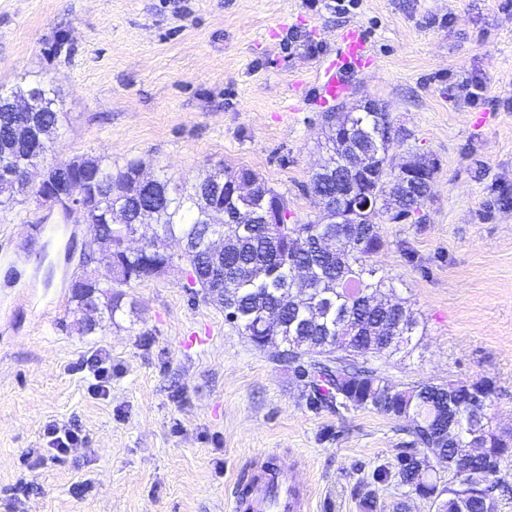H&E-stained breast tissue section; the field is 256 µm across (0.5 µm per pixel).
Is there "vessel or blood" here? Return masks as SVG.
<instances>
[{
  "mask_svg": "<svg viewBox=\"0 0 512 512\" xmlns=\"http://www.w3.org/2000/svg\"><path fill=\"white\" fill-rule=\"evenodd\" d=\"M369 49L356 33L342 34L334 55L324 59L315 73L316 105L323 106L343 96L348 89L346 78L363 68ZM309 495L296 485L287 464L272 463L266 476L238 485L232 502L233 512H307Z\"/></svg>",
  "mask_w": 512,
  "mask_h": 512,
  "instance_id": "1",
  "label": "vessel or blood"
}]
</instances>
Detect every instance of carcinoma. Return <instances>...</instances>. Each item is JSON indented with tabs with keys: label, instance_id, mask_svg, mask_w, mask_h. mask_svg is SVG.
Listing matches in <instances>:
<instances>
[{
	"label": "carcinoma",
	"instance_id": "obj_1",
	"mask_svg": "<svg viewBox=\"0 0 512 512\" xmlns=\"http://www.w3.org/2000/svg\"><path fill=\"white\" fill-rule=\"evenodd\" d=\"M56 91L35 83L17 91H0V207L24 202L30 195L49 207L56 205L51 189L38 190L22 176L30 161L43 160L63 127L65 113L55 109ZM33 98L37 111L31 113L35 125L44 128L41 151L34 156L16 147L11 136L16 113L9 111L16 100ZM325 139L330 155L313 172L309 185L313 195L325 201L323 216L311 224H290L288 199L252 169L229 166L205 168L191 178L161 174L150 182L139 180L141 164L129 162L112 168V162L79 155L78 168L58 163L60 178L72 200H96L87 222L103 238L112 239L117 266L110 275L84 272L71 281L77 308L95 314L108 312L110 320L121 310L118 288L154 277L157 262L174 266L182 260L190 266V285L201 288L224 308L225 318L258 349L275 347L274 357L288 363L302 385L301 396L308 409H330L338 415L369 409L406 422L410 440L395 449L393 464H382L353 486L362 512H377L380 486L396 483L420 490L436 512H489L499 497L512 493L508 483L512 469V440L500 444L495 426L487 424L482 447L472 455L471 469L460 470L461 455L469 450L458 446L455 435L440 423L453 417V427L474 425L472 402L493 405L497 387L493 380L450 379L421 381L400 387L372 366L374 354L398 352L412 341L418 321L412 309L400 302L392 306L370 305L368 300L384 295L385 278L367 282L375 269L370 258L385 245L376 229V220L387 216L392 222L411 216L423 205L424 183L408 198L397 197L387 182L377 181L359 189L370 193L367 210L336 214V188L341 176L336 170V131L357 143L370 138L384 143L377 157L381 172L392 176L398 167L389 154L394 132L386 112H329L325 116ZM246 176L257 183L256 208L252 223L239 219L242 204L233 195L235 179ZM128 215L124 227L111 222L112 211ZM157 226L159 246L168 241L181 244V253H125L122 238L141 227L142 219ZM346 224L356 236L340 240V247L328 255L318 240L340 233ZM213 236L224 240L220 269L209 268L207 247ZM308 269L309 281L295 284L293 270ZM106 302H100V299ZM381 324L401 332L405 340L376 341L368 330ZM445 464L452 480L430 476L431 461Z\"/></svg>",
	"mask_w": 512,
	"mask_h": 512
}]
</instances>
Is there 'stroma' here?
Masks as SVG:
<instances>
[{"instance_id":"35a3bbf8","label":"stroma","mask_w":512,"mask_h":512,"mask_svg":"<svg viewBox=\"0 0 512 512\" xmlns=\"http://www.w3.org/2000/svg\"><path fill=\"white\" fill-rule=\"evenodd\" d=\"M354 30L372 61L347 94L315 105L314 72ZM475 78L486 100L461 84ZM41 81L67 121L48 162L130 161L191 176L246 166L317 220L307 187L326 110L372 98L398 161L435 164L419 213L381 218L372 258L416 312L411 352L374 356L392 382L489 378L512 428V10L501 0H0V87ZM91 228L30 201L0 210V512H231L233 489L277 453L309 512H360L352 486L392 461L401 422L306 408L287 364L257 349L188 267L124 289L87 331L69 283ZM111 356L108 396L83 371ZM83 442L46 452L50 421ZM44 449L33 464L28 449Z\"/></svg>"}]
</instances>
